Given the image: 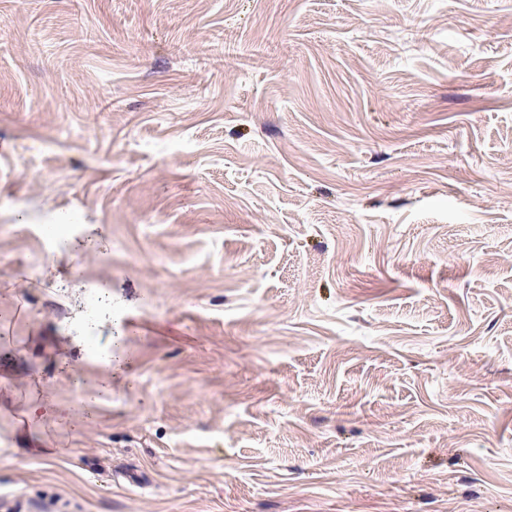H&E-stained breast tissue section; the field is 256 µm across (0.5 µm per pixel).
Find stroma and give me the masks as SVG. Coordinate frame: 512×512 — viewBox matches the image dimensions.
I'll use <instances>...</instances> for the list:
<instances>
[{
    "instance_id": "35a3bbf8",
    "label": "stroma",
    "mask_w": 512,
    "mask_h": 512,
    "mask_svg": "<svg viewBox=\"0 0 512 512\" xmlns=\"http://www.w3.org/2000/svg\"><path fill=\"white\" fill-rule=\"evenodd\" d=\"M0 497L512 512V0H0Z\"/></svg>"
}]
</instances>
